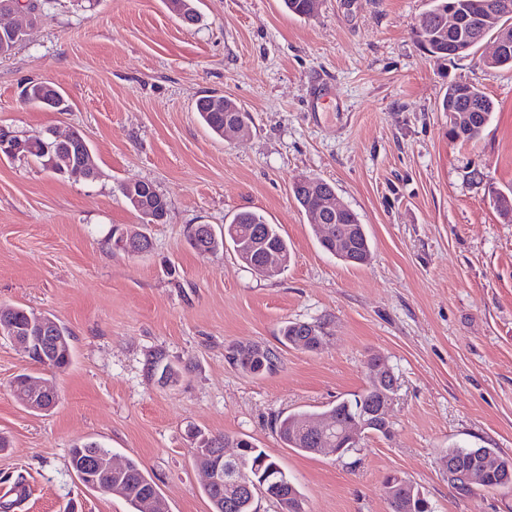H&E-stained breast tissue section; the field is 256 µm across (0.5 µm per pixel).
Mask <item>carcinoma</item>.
<instances>
[{
    "label": "carcinoma",
    "instance_id": "cac0c4a2",
    "mask_svg": "<svg viewBox=\"0 0 512 512\" xmlns=\"http://www.w3.org/2000/svg\"><path fill=\"white\" fill-rule=\"evenodd\" d=\"M473 0H429V8L419 27L414 29L419 45L438 61H451L469 53L480 42V35H495L500 32L512 33V10L495 17V24L484 30L469 23L449 32L443 26V19L448 15V7L457 8L465 13L471 10ZM178 18L185 24H194L199 20L196 0H181L176 11ZM25 101L35 104L38 100H50L53 109L64 110L60 103L65 101L64 95L48 84H33L24 91ZM196 112L216 136H223L224 120L233 116L248 121L247 113L232 100L224 96H203L196 101ZM442 111L466 112L469 121L464 124H452L450 133L455 139L464 141L480 137L488 124L494 109V102L474 83L463 84L455 82L448 86V92L442 100ZM85 138L78 131L71 132V145L62 146L55 143L52 137L28 139V147L21 151L26 157H32L43 163L55 174L66 175L70 170L82 164V155L78 148L83 145ZM293 195L306 213L318 206V197L304 186V178L297 179L292 186ZM120 193L128 206L135 212L139 207L147 205L153 215L164 216L169 211V201L159 193L152 184L140 182L133 188L121 187ZM493 204L503 218L512 215V187L505 191H494ZM320 245L328 252L335 248L336 238L350 237L351 257L362 266L372 258L371 241L364 225L360 224L358 216L351 210L343 213L339 219L327 226V231H315ZM207 243L215 253L228 246L235 256L248 268L253 269L263 254L275 251L285 257H292L288 240L282 235L276 224L268 223L260 213L245 211L236 214L231 223L210 237ZM281 343L292 347L304 346L306 336L302 334L301 324L287 322L280 330ZM235 362L251 374L269 373L277 367L278 353L272 351L253 358L242 354L237 348H232ZM374 400V392L367 387L362 392L336 401V404L320 411H297L288 414L279 421L278 433L283 444L298 452L312 453L311 433L303 430L308 422H315L324 416L331 419L333 431L340 430L357 413L360 405ZM448 468L456 472H464L479 466L468 448H450L446 453ZM266 467L277 468L278 479L282 482L281 498L277 500L280 512H305L304 500L298 486L288 475L277 467V462L270 459ZM126 481L133 483L135 495L126 496L131 512H143V499L154 493L155 484L143 472L139 463L131 460L127 463ZM204 493L211 505V512H228L226 504L231 501L232 490L227 486H206Z\"/></svg>",
    "mask_w": 512,
    "mask_h": 512
}]
</instances>
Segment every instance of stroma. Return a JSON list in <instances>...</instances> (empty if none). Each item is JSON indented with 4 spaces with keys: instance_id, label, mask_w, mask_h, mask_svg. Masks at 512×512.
Wrapping results in <instances>:
<instances>
[{
    "instance_id": "1",
    "label": "stroma",
    "mask_w": 512,
    "mask_h": 512,
    "mask_svg": "<svg viewBox=\"0 0 512 512\" xmlns=\"http://www.w3.org/2000/svg\"><path fill=\"white\" fill-rule=\"evenodd\" d=\"M23 41L0 57V126L19 137L80 131L96 180L61 177L30 157L0 158V307L49 313L73 336L68 369L38 368L0 335V505L11 512H129L86 489L69 450L94 440L135 460L169 512H210L188 428L251 436L298 485L306 512H389L383 481L411 479L434 512H512V487L459 497L448 449L512 457V222L491 203L512 187V70L474 54L437 62L417 44L428 0H319L308 18L282 0H199L188 26L164 0H36ZM32 82L68 109L26 103ZM474 82L495 104L479 139L449 136L440 104ZM249 114L243 136L200 121L204 95ZM329 182L371 238L374 257L324 251L291 194ZM146 181L171 207L142 223L119 192ZM242 211L279 225L293 256L272 277L231 250L200 256L191 224ZM149 236L114 252L113 228ZM323 323L319 349L282 346L285 322ZM232 346L278 351L271 374L228 363ZM184 366L177 385L145 370L154 352ZM397 378L390 437L362 434L356 465L284 447L275 421L361 392L368 360ZM52 381L59 402L14 399L20 373ZM27 494L16 501L13 478Z\"/></svg>"
}]
</instances>
